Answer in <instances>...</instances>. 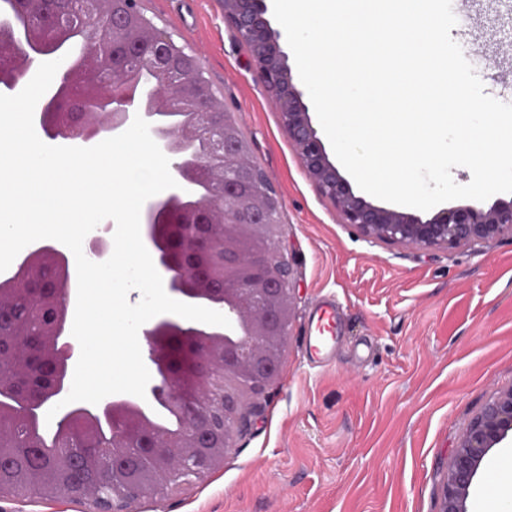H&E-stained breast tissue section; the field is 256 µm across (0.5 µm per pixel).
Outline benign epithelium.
<instances>
[{
    "mask_svg": "<svg viewBox=\"0 0 512 512\" xmlns=\"http://www.w3.org/2000/svg\"><path fill=\"white\" fill-rule=\"evenodd\" d=\"M227 21L248 45L252 64L280 106L281 123L306 176L332 200L347 224L368 239L427 248L483 245L512 235V200L487 209H444L427 221L374 206L355 196L329 161L313 128L303 93L292 82L279 36L269 28L264 0H229ZM80 36L89 46L98 79L87 90L63 41ZM0 40L23 47L27 62L14 68L0 61V94L14 95L30 73L50 58H64L44 93L36 124L51 140L84 147L124 132L139 115L170 159L179 187L146 202L141 224L157 270L174 299L223 313L231 327L181 317H159L142 329L146 361L157 379L146 398L110 396L94 405L72 402L59 409L63 425L112 423L104 446L84 449L85 468L97 467L95 487L73 482L62 448H44L43 416L71 389L72 343L69 304L55 306L40 344L49 370L47 386L20 396L0 383V414L24 423L27 449L55 471L60 495L90 502L91 512H135L145 499L142 480L165 479L152 500L164 501L180 488L224 464L248 430L255 397L281 376L293 319L295 281L285 252L283 203L274 191L257 201L252 171L238 165L249 152L226 111L213 106L215 92L197 56L142 13L137 0H0ZM179 225L183 253L224 254V277L212 268L180 269L167 237ZM109 228L88 243L103 262L111 252ZM70 293L69 256L54 246L30 250L18 271L0 279V298L21 292L22 279L44 265ZM512 443V387L492 394L469 423L448 460L440 512H467V499L486 456ZM43 491L0 486L4 499L34 500Z\"/></svg>",
    "mask_w": 512,
    "mask_h": 512,
    "instance_id": "7a95c632",
    "label": "benign epithelium"
}]
</instances>
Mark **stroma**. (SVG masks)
Returning a JSON list of instances; mask_svg holds the SVG:
<instances>
[{"label": "stroma", "instance_id": "stroma-1", "mask_svg": "<svg viewBox=\"0 0 512 512\" xmlns=\"http://www.w3.org/2000/svg\"><path fill=\"white\" fill-rule=\"evenodd\" d=\"M452 38L481 58L487 94L512 100V0H465ZM198 55L205 77L283 202L296 291L280 379L221 468L139 512H438L448 459L472 418L512 386V239L481 248L369 240L309 181L257 78L224 0H140ZM334 298L328 364L302 340L314 304Z\"/></svg>", "mask_w": 512, "mask_h": 512}]
</instances>
